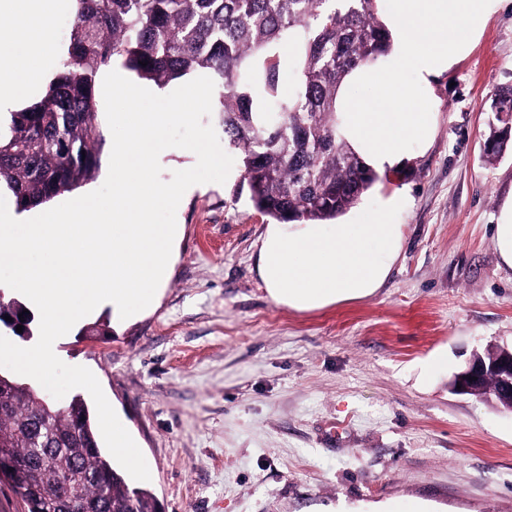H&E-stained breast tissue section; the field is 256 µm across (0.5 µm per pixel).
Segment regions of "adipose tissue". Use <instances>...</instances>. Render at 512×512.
Segmentation results:
<instances>
[{"instance_id":"obj_1","label":"adipose tissue","mask_w":512,"mask_h":512,"mask_svg":"<svg viewBox=\"0 0 512 512\" xmlns=\"http://www.w3.org/2000/svg\"><path fill=\"white\" fill-rule=\"evenodd\" d=\"M59 0H0V114L15 111L46 83L47 59L62 55L47 31Z\"/></svg>"}]
</instances>
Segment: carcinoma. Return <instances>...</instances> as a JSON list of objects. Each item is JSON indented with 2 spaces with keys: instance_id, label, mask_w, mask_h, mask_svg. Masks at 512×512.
<instances>
[{
  "instance_id": "obj_1",
  "label": "carcinoma",
  "mask_w": 512,
  "mask_h": 512,
  "mask_svg": "<svg viewBox=\"0 0 512 512\" xmlns=\"http://www.w3.org/2000/svg\"><path fill=\"white\" fill-rule=\"evenodd\" d=\"M377 2L77 0L61 70L39 101L0 121V183L28 211L94 178L105 144L96 77L120 61L159 87L208 75L213 119L240 154L252 205L284 224L335 220L376 180L339 132L336 97L350 71L391 47ZM493 112L489 157L512 141V88L495 94ZM0 466L12 469L24 512H158L113 465L83 397L57 408L1 374Z\"/></svg>"
}]
</instances>
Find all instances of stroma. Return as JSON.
<instances>
[{
    "instance_id": "obj_1",
    "label": "stroma",
    "mask_w": 512,
    "mask_h": 512,
    "mask_svg": "<svg viewBox=\"0 0 512 512\" xmlns=\"http://www.w3.org/2000/svg\"><path fill=\"white\" fill-rule=\"evenodd\" d=\"M512 87V0L432 82L436 132L343 215L405 191L402 249L374 294L312 310L257 272L269 216L233 165L200 185L156 304L95 309L58 347L90 369L148 464L159 512H512V411L450 382L512 347V269L494 226L512 143L488 159L495 93Z\"/></svg>"
}]
</instances>
